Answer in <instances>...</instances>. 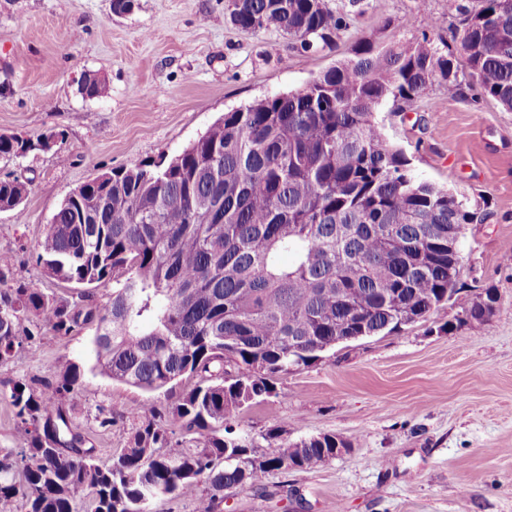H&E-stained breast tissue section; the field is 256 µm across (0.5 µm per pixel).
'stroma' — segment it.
Masks as SVG:
<instances>
[{"mask_svg": "<svg viewBox=\"0 0 512 512\" xmlns=\"http://www.w3.org/2000/svg\"><path fill=\"white\" fill-rule=\"evenodd\" d=\"M458 0H327L346 26L330 46L304 53L281 34L232 26L228 0H0V134L50 149L0 162V177L28 182L24 220L0 211V253L13 277L68 298L74 284L37 265V245L69 193L92 176L179 154L224 113L304 86L351 57L363 40L461 31ZM110 85L81 95L85 74ZM456 96L430 85L378 114L417 180L451 190L475 218L460 240L459 291L400 331L341 344L309 368L283 375L277 394L244 407L238 432L261 438L280 427L298 441L333 433L348 451L311 472L270 475L230 489L218 512H512V112L473 100L460 72ZM492 291L494 315L480 328L443 325ZM93 332L61 337L40 326L32 355L0 364V382L34 389L78 366L70 415L100 463L127 445L149 404L165 407L193 386L147 393L92 372ZM122 412L100 427L99 408Z\"/></svg>", "mask_w": 512, "mask_h": 512, "instance_id": "35a3bbf8", "label": "stroma"}]
</instances>
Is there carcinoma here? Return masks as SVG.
Masks as SVG:
<instances>
[{"instance_id": "carcinoma-1", "label": "carcinoma", "mask_w": 512, "mask_h": 512, "mask_svg": "<svg viewBox=\"0 0 512 512\" xmlns=\"http://www.w3.org/2000/svg\"><path fill=\"white\" fill-rule=\"evenodd\" d=\"M476 2L456 6L455 50L425 34L383 47L362 41L305 87L224 113L179 155L80 185L37 247L49 274L82 286L76 296L14 282L13 258L0 253V364L22 362L41 322L60 336L94 322V368L112 381L154 392L197 379L171 407H148L108 465L65 408L79 367L40 390L13 382L20 451H0V512H152L177 498L216 512L228 489L335 458L334 434L290 441L273 428L258 445L233 422L342 337L387 335L456 294L448 225L458 241L474 213L411 176L376 113L436 81L457 94L461 68L480 95L512 111V0ZM228 18L245 31L275 30L303 52L346 26L325 0H229ZM80 91L101 98L109 86L89 74ZM51 139L1 134L0 160ZM27 191L0 177V211L22 217ZM109 279L112 299L100 309L93 286ZM485 301L466 306L458 324L487 322L496 298L488 291ZM170 418L188 441L172 443Z\"/></svg>"}]
</instances>
